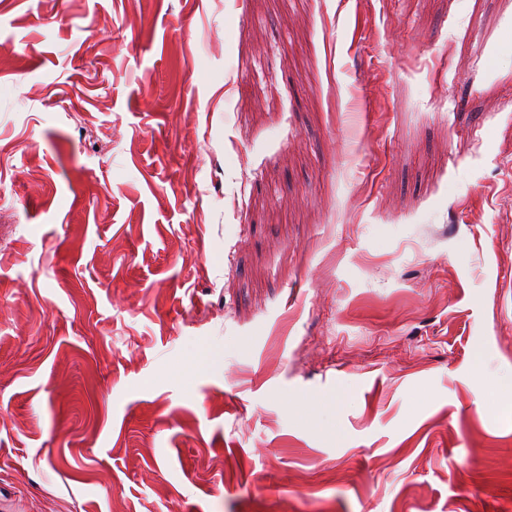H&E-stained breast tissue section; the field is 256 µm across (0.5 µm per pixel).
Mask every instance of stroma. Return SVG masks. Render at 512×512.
Returning <instances> with one entry per match:
<instances>
[{
    "mask_svg": "<svg viewBox=\"0 0 512 512\" xmlns=\"http://www.w3.org/2000/svg\"><path fill=\"white\" fill-rule=\"evenodd\" d=\"M0 512H512V0H0Z\"/></svg>",
    "mask_w": 512,
    "mask_h": 512,
    "instance_id": "stroma-1",
    "label": "stroma"
}]
</instances>
